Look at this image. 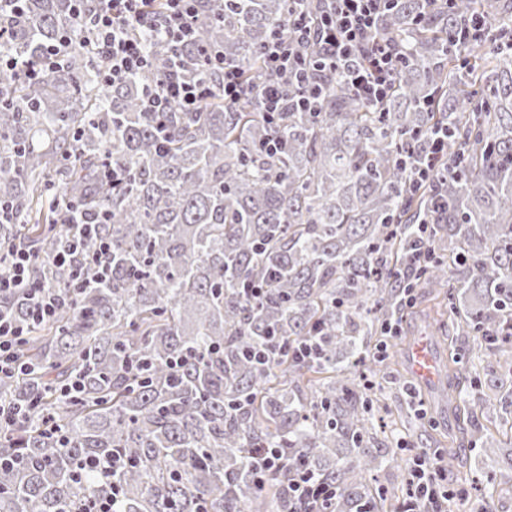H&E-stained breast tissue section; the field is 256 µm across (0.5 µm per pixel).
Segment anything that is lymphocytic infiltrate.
I'll return each instance as SVG.
<instances>
[{
  "instance_id": "lymphocytic-infiltrate-1",
  "label": "lymphocytic infiltrate",
  "mask_w": 512,
  "mask_h": 512,
  "mask_svg": "<svg viewBox=\"0 0 512 512\" xmlns=\"http://www.w3.org/2000/svg\"><path fill=\"white\" fill-rule=\"evenodd\" d=\"M319 22H311L291 12L287 28H274L260 49L269 81L263 87L262 105L270 119H277L287 107L289 89H297V107L313 110L322 94L321 85L308 80L305 51L316 46L319 69L341 77L352 94L368 105L386 100L394 86L403 53L393 42L376 37L375 32L388 9L389 0H327ZM195 0H166L164 12L155 13L152 0H98L90 24L88 44L103 55L108 66L102 72L104 83L120 84L131 76L153 68L154 60L144 52L129 30L141 27L155 32L171 45L190 38L195 18ZM207 92L202 80L185 75L182 68L170 69L149 92L143 107L149 112H165L171 106L197 111ZM37 256L24 248L0 253V296L23 294L27 303L26 321H18L0 309V375L17 370L13 342L25 333L26 322L52 319L59 297L43 282L32 279L31 267ZM409 500L404 512L416 506L430 512H448L453 490L443 483L438 469L422 453L408 459ZM288 487L298 512H333L335 487L314 478L308 470L290 469Z\"/></svg>"
}]
</instances>
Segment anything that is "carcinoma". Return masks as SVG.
<instances>
[{
    "mask_svg": "<svg viewBox=\"0 0 512 512\" xmlns=\"http://www.w3.org/2000/svg\"><path fill=\"white\" fill-rule=\"evenodd\" d=\"M318 19L324 0H298ZM24 0L0 55L39 65L70 38L61 67L37 81L0 71V202L13 217L0 242L36 251L34 278L66 298L71 269L50 265L63 236L54 203L80 202L108 222L83 238L86 257L112 245V274L82 288L17 346L30 374L0 379V402L28 420L0 435V512H69L112 498V512H295L281 473L254 485L255 454L283 448L288 469L309 468L336 487L335 512H384L389 491L368 475L395 462L368 438L365 378L391 373L404 333L384 363L370 343L406 321L401 289L428 293L417 312L448 316L452 335L474 337L512 380V0H391L380 34L403 62L390 97L370 106L330 75L312 112L288 102L276 126L262 112L270 79L257 50L288 25L286 0H197L195 36L177 49L185 73L210 93L197 112H144L168 71L170 48L140 31L152 70L119 86L82 46L95 0ZM492 14L498 45L479 50L457 30ZM220 54L251 90L224 102ZM448 128V172L420 187L400 164L423 154V135ZM285 148L268 149L270 140ZM428 224L432 261L399 276ZM265 290L259 300L244 286ZM286 343L267 360L251 352ZM313 344L319 356L292 348ZM194 353L179 374L170 361ZM448 409L468 403L466 354L448 353ZM86 388L64 397L75 377ZM463 437L491 480L512 483L505 450L470 417ZM442 466L464 467L454 449ZM116 463L107 481L80 466ZM119 493L111 497L112 485Z\"/></svg>",
    "mask_w": 512,
    "mask_h": 512,
    "instance_id": "obj_1",
    "label": "carcinoma"
}]
</instances>
